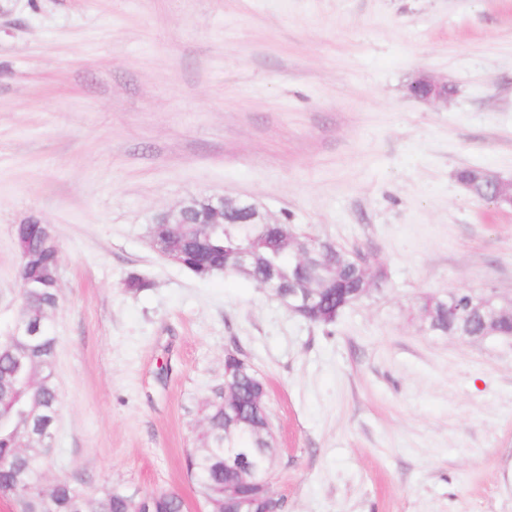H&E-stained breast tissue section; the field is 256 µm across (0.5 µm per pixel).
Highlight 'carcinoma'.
Returning <instances> with one entry per match:
<instances>
[{"label":"carcinoma","instance_id":"carcinoma-1","mask_svg":"<svg viewBox=\"0 0 512 512\" xmlns=\"http://www.w3.org/2000/svg\"><path fill=\"white\" fill-rule=\"evenodd\" d=\"M483 170L472 167L458 172V180L470 186L469 192L479 200H490L482 178ZM210 199L193 198L189 223L182 225L186 242L185 268L210 277L215 267L229 259L230 251L250 249L255 260L251 273L242 279L264 285L269 266L278 267L281 294L313 282L325 284L336 279V287L321 290L317 323L332 326L336 317L362 300L373 285L371 274L363 273L356 257L339 246L314 236H298L301 248L315 259L327 250H336V270L328 271L315 264L297 270L290 249L281 246L286 225L270 224H202ZM28 246L38 253V260L27 267L21 277L20 305L22 320L33 325L37 337L18 336L0 347V494L19 498L22 512H136L130 495L107 489L89 499L80 486L59 480L50 487L43 485L46 454L41 443L31 439L39 430L51 434L58 411V391L53 368L57 337L47 324V316L56 308L59 296L54 277L59 268L60 246L55 238L42 239L37 229L27 226ZM421 310L433 332L450 336H467L481 329L460 326L459 314L448 310L442 295H428ZM263 379L252 368L237 374V387L227 402L213 400L205 413L206 428L199 445L187 456V473L195 479L208 505V512H224V483L249 491L251 482L262 479L274 462L275 448L263 428L261 410L265 400L256 399ZM154 512H180L181 504L169 496L153 495Z\"/></svg>","mask_w":512,"mask_h":512}]
</instances>
